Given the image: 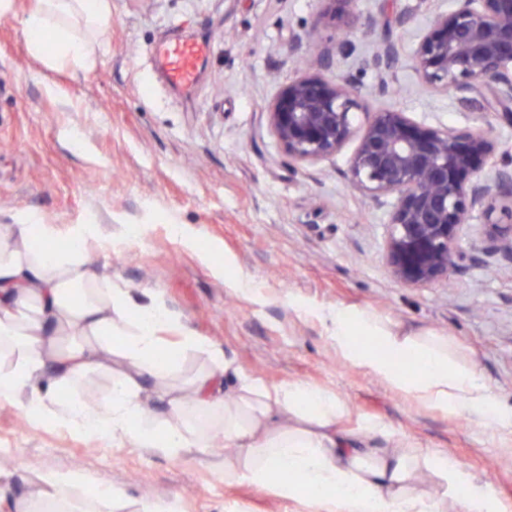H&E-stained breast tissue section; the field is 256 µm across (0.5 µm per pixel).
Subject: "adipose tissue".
Listing matches in <instances>:
<instances>
[{
    "instance_id": "1",
    "label": "adipose tissue",
    "mask_w": 512,
    "mask_h": 512,
    "mask_svg": "<svg viewBox=\"0 0 512 512\" xmlns=\"http://www.w3.org/2000/svg\"><path fill=\"white\" fill-rule=\"evenodd\" d=\"M110 19L109 0H31L23 21L29 52L53 69L91 64ZM68 237L69 245H57L55 227L34 220L0 225L1 403L26 398L35 422L61 419L149 453L205 451L213 438L206 422L221 419L224 445L234 451L224 461L225 479L307 498L319 512H447L452 496L463 512H505L446 454L412 449L377 420L342 428L350 409L332 391L243 375L235 400L226 402L215 392L229 370L223 352L203 343L163 300L138 303L90 267L86 246L99 239L98 225H78ZM323 326L351 366L431 408L512 431V410L453 361L447 337L404 334L359 308H337ZM181 353L204 354L206 364L180 383ZM94 373L112 377L106 413L77 401L61 418L46 410L57 393ZM154 402L167 417L145 422ZM373 435L392 449L373 447ZM420 468L436 473L440 492L426 496L412 486Z\"/></svg>"
}]
</instances>
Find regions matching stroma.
Returning <instances> with one entry per match:
<instances>
[{
    "label": "stroma",
    "mask_w": 512,
    "mask_h": 512,
    "mask_svg": "<svg viewBox=\"0 0 512 512\" xmlns=\"http://www.w3.org/2000/svg\"><path fill=\"white\" fill-rule=\"evenodd\" d=\"M15 0L0 18V224L35 218L66 235L101 228L90 266L139 302L161 298L226 361L270 385L331 390L448 454L475 486L512 508V436L432 409L352 367L327 339L320 313L359 307L410 332L450 338L460 359L512 408V264L463 260L448 284L406 288L384 261L387 206L353 186L347 143L330 160L288 158L267 107L306 69L350 75L366 111L395 107L431 126H476L452 93L422 83L418 35L451 0H353L348 10L388 21L400 59L381 93L365 61L372 38L329 18L325 0H112L104 47L80 70H54L28 51ZM206 43L191 90L170 86L154 51L174 37ZM343 52H336L337 43ZM247 282L248 291L237 289ZM231 449L158 455L63 424H37L24 404H0V466L13 500L39 478L73 481L72 495L114 489L125 512L168 500L177 512H315L304 499L224 479Z\"/></svg>",
    "instance_id": "35a3bbf8"
}]
</instances>
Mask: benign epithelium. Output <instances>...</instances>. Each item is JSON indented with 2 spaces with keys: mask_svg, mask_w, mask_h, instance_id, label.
I'll return each mask as SVG.
<instances>
[{
  "mask_svg": "<svg viewBox=\"0 0 512 512\" xmlns=\"http://www.w3.org/2000/svg\"><path fill=\"white\" fill-rule=\"evenodd\" d=\"M398 58L387 43L370 65L389 68ZM413 64L423 83L452 93L465 109L491 91L479 119L512 125V0H453L419 37ZM359 108L353 78L306 71L280 89L267 118L280 147L300 163L328 160L356 139L352 184L377 199L394 197L384 244L393 279L409 288L448 283L465 258L463 226L477 217L494 233L474 250L512 263V224L501 223L512 219V163L505 161L512 152L483 129L427 126L396 108L367 112L357 125ZM486 167L490 178L482 177Z\"/></svg>",
  "mask_w": 512,
  "mask_h": 512,
  "instance_id": "obj_1",
  "label": "benign epithelium"
}]
</instances>
